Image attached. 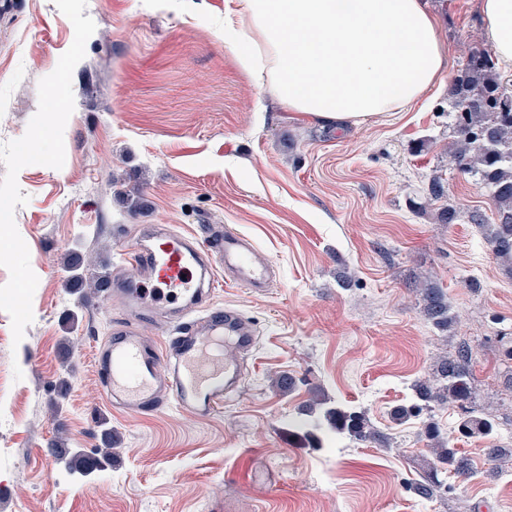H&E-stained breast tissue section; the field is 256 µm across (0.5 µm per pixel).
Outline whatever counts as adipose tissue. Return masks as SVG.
<instances>
[{
  "label": "adipose tissue",
  "mask_w": 512,
  "mask_h": 512,
  "mask_svg": "<svg viewBox=\"0 0 512 512\" xmlns=\"http://www.w3.org/2000/svg\"><path fill=\"white\" fill-rule=\"evenodd\" d=\"M480 13L512 78V0H480ZM224 47L282 106L336 126L402 111L448 74L426 0H231Z\"/></svg>",
  "instance_id": "ef3b65f1"
}]
</instances>
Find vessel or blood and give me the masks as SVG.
<instances>
[{
    "mask_svg": "<svg viewBox=\"0 0 512 512\" xmlns=\"http://www.w3.org/2000/svg\"><path fill=\"white\" fill-rule=\"evenodd\" d=\"M126 249L129 273L111 283L139 315L170 305L174 335L147 341L134 325L114 326L95 355L113 408L143 412L172 405L204 418L222 409L243 380V354L256 345L253 325L232 307L208 304L217 274L227 283L260 291L271 262L246 236L203 227L181 233L144 227Z\"/></svg>",
    "mask_w": 512,
    "mask_h": 512,
    "instance_id": "obj_1",
    "label": "vessel or blood"
}]
</instances>
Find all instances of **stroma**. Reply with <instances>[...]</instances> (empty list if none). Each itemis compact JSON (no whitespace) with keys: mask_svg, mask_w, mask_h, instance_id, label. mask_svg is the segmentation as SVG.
<instances>
[{"mask_svg":"<svg viewBox=\"0 0 512 512\" xmlns=\"http://www.w3.org/2000/svg\"><path fill=\"white\" fill-rule=\"evenodd\" d=\"M429 4L456 75L484 41L478 0ZM225 6L0 0V512H512V470L488 475L457 405L392 418L465 342L473 401L512 447L497 350L512 336V269L469 221H493L485 190L448 165L447 84L370 124H320L243 73L224 48ZM436 174L444 197L413 209ZM116 176L139 208L115 195ZM444 206L456 223H437ZM144 224L221 226L273 266L263 292L215 289L259 342L211 418L105 399L94 352L130 312L93 283ZM423 276L448 292V333L420 312ZM282 376L290 388L273 386ZM319 399L365 411L387 445L334 434ZM431 422L473 474L425 498L412 482ZM107 431L112 465L89 477L50 452L96 456Z\"/></svg>","mask_w":512,"mask_h":512,"instance_id":"obj_1","label":"stroma"}]
</instances>
